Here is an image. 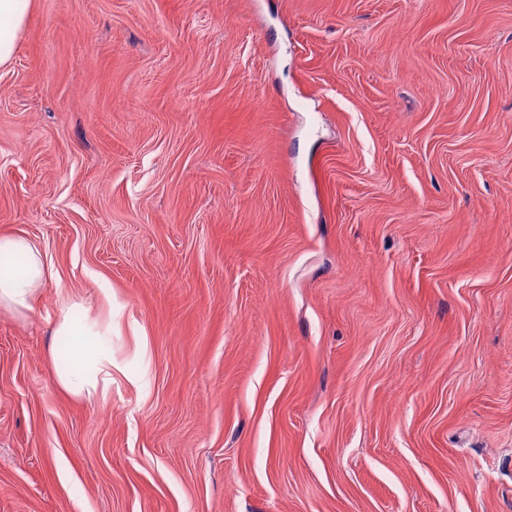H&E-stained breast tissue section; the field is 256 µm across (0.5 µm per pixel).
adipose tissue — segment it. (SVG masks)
Masks as SVG:
<instances>
[{
    "instance_id": "obj_1",
    "label": "adipose tissue",
    "mask_w": 512,
    "mask_h": 512,
    "mask_svg": "<svg viewBox=\"0 0 512 512\" xmlns=\"http://www.w3.org/2000/svg\"><path fill=\"white\" fill-rule=\"evenodd\" d=\"M31 4L0 0V66L11 61ZM55 277L51 261L28 238L0 235V306L19 314L33 312ZM55 333L69 341L68 362L55 370L57 383L78 398L104 396L112 381L111 325L98 324L83 303L73 301L61 308Z\"/></svg>"
}]
</instances>
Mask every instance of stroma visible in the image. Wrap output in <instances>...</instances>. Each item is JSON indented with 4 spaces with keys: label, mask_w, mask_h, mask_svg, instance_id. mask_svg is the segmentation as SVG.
Instances as JSON below:
<instances>
[{
    "label": "stroma",
    "mask_w": 512,
    "mask_h": 512,
    "mask_svg": "<svg viewBox=\"0 0 512 512\" xmlns=\"http://www.w3.org/2000/svg\"><path fill=\"white\" fill-rule=\"evenodd\" d=\"M0 234V512H512V0H33ZM23 256L21 267L5 265L3 258ZM0 306L19 314L32 313L42 289L56 278L53 265L28 238L0 235ZM55 336L69 341L68 363L54 362L57 383L70 395L87 400L105 398L112 383V322L100 325L81 302L65 304L56 322Z\"/></svg>",
    "instance_id": "obj_1"
}]
</instances>
